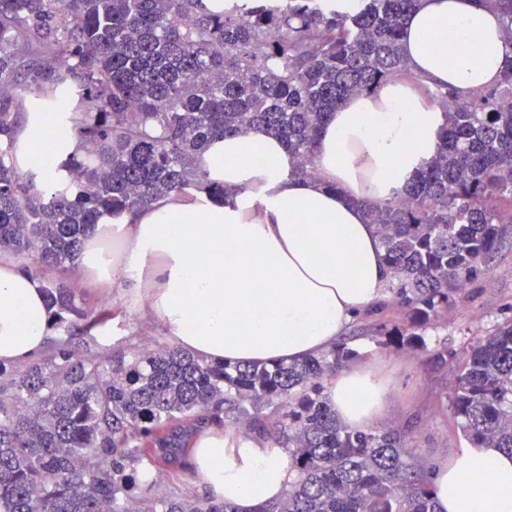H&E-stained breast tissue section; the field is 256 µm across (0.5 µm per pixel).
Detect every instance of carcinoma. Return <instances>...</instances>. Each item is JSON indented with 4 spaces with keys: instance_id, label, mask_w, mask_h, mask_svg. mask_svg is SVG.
<instances>
[{
    "instance_id": "carcinoma-1",
    "label": "carcinoma",
    "mask_w": 512,
    "mask_h": 512,
    "mask_svg": "<svg viewBox=\"0 0 512 512\" xmlns=\"http://www.w3.org/2000/svg\"><path fill=\"white\" fill-rule=\"evenodd\" d=\"M478 2L512 41V0ZM417 3L328 17L317 0L218 14L201 0H0V253L41 278L59 332L39 357L0 365V512H235L176 491L210 426L288 449L295 480L257 512H435L408 431L349 429L323 396V379L357 357L347 342L268 365L157 339L91 354L114 312L73 280L103 217L191 185L224 200L198 166L216 137L276 136L313 176L320 130L347 97L413 78L402 27ZM29 96L75 104L83 153L59 164L50 195L10 154ZM430 96L446 116L437 154L391 199L361 202L409 316L403 329L377 325L384 347L421 342L512 224V60L491 89ZM451 414L472 443L512 452V322L471 348Z\"/></svg>"
}]
</instances>
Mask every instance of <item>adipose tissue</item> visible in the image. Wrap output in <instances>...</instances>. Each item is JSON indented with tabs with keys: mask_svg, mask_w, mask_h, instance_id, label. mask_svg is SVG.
<instances>
[{
	"mask_svg": "<svg viewBox=\"0 0 512 512\" xmlns=\"http://www.w3.org/2000/svg\"><path fill=\"white\" fill-rule=\"evenodd\" d=\"M413 80L390 79L350 96L323 127L317 179L260 132L212 140L200 157L226 201L193 187L150 207L106 216L86 241L79 268L100 288L134 293L174 344L208 360L272 363L331 350L356 315L384 295L390 272L362 199L382 201L410 184L437 153L445 116L428 90L449 86L467 98L498 84L512 57L501 15L478 0H419L403 27ZM30 102L15 140V163L46 192L59 174L46 154H78L72 125ZM52 336L41 279L0 253V363L28 361ZM339 421L376 424L392 397L386 372L340 369L329 384ZM198 481L236 512L279 500L295 474L287 449L210 429L203 433ZM483 477L478 493L466 476ZM438 512H512V454L470 443L434 462Z\"/></svg>",
	"mask_w": 512,
	"mask_h": 512,
	"instance_id": "1",
	"label": "adipose tissue"
}]
</instances>
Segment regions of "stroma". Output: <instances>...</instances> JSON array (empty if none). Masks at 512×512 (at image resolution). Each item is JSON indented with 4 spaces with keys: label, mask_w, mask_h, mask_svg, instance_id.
<instances>
[{
    "label": "stroma",
    "mask_w": 512,
    "mask_h": 512,
    "mask_svg": "<svg viewBox=\"0 0 512 512\" xmlns=\"http://www.w3.org/2000/svg\"><path fill=\"white\" fill-rule=\"evenodd\" d=\"M87 298L118 310L111 323V348L126 341L143 342L154 336V329L134 312V302L121 288H86ZM512 320V230L503 236L487 267L481 268L455 305L432 324L424 334L420 348H383L372 330L373 316L360 314L347 328L349 345L362 364L384 367L394 386L393 398L380 428L412 426L410 445L428 462L444 458L451 449L461 447L465 437L448 424L451 397L456 384L458 362L475 342ZM440 348L450 357L436 367L432 355Z\"/></svg>",
    "instance_id": "35a3bbf8"
}]
</instances>
